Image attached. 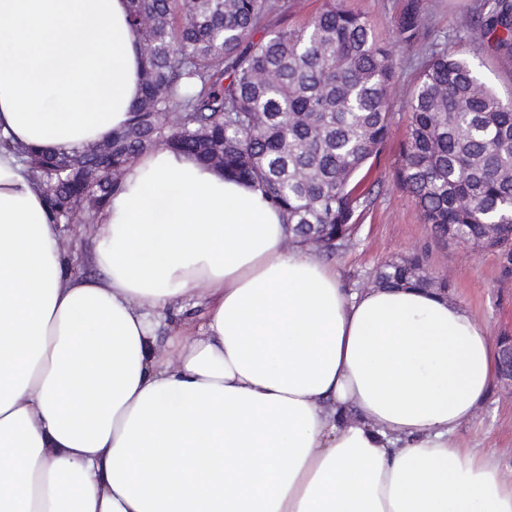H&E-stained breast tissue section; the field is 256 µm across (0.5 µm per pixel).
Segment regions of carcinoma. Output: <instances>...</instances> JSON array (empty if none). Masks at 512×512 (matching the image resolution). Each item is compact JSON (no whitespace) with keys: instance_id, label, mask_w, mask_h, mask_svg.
<instances>
[{"instance_id":"obj_1","label":"carcinoma","mask_w":512,"mask_h":512,"mask_svg":"<svg viewBox=\"0 0 512 512\" xmlns=\"http://www.w3.org/2000/svg\"><path fill=\"white\" fill-rule=\"evenodd\" d=\"M288 0H129L144 61L128 124L112 132V170L92 146L71 155L24 153L56 219L93 223L126 166L157 146L175 150L261 188L288 224L290 241L327 257L352 242L369 193L355 179L377 155L391 115L397 59L362 16L324 0L298 26L265 28ZM424 27L418 0L399 34ZM477 38L512 55V0H492ZM410 122L397 179L423 223L512 259V96H500L452 48L425 56L406 101ZM448 290L419 259L382 266L374 286L410 282Z\"/></svg>"}]
</instances>
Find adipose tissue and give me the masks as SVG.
Instances as JSON below:
<instances>
[{"label": "adipose tissue", "mask_w": 512, "mask_h": 512, "mask_svg": "<svg viewBox=\"0 0 512 512\" xmlns=\"http://www.w3.org/2000/svg\"><path fill=\"white\" fill-rule=\"evenodd\" d=\"M128 0H0V512H512L457 430L498 374L447 293L345 288L264 192L159 146L73 271L20 151L130 119ZM199 332L158 352L156 317ZM204 311L201 307L186 305L184 310L177 317L165 313L158 317L160 323L158 329L159 344L162 348L172 350L174 346L170 345V339L176 342L178 332L186 327H199L204 321Z\"/></svg>", "instance_id": "obj_1"}]
</instances>
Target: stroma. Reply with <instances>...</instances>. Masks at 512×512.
Segmentation results:
<instances>
[{"label":"stroma","mask_w":512,"mask_h":512,"mask_svg":"<svg viewBox=\"0 0 512 512\" xmlns=\"http://www.w3.org/2000/svg\"><path fill=\"white\" fill-rule=\"evenodd\" d=\"M409 0H344L363 15L375 33L399 56L400 67L389 86L391 127L380 152L360 172L372 203L366 207L352 244L333 261L348 287L364 288L385 263L419 257L433 276L447 280L449 296L483 320L494 344L512 337V264L498 251L474 249L435 238L423 224L411 197L396 178L410 114L405 101L431 50L445 46L483 62L485 81L500 95H512V57L475 40L467 20L484 16L487 0H420L425 34L406 43L398 22ZM459 436L468 446L485 448L503 470L512 469V380L497 379L478 409L475 422L463 424Z\"/></svg>","instance_id":"stroma-1"}]
</instances>
